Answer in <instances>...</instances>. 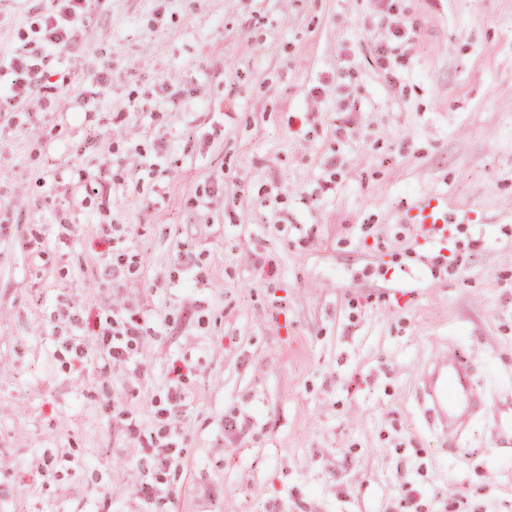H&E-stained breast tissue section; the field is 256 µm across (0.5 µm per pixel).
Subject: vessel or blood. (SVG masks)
<instances>
[{"mask_svg": "<svg viewBox=\"0 0 512 512\" xmlns=\"http://www.w3.org/2000/svg\"><path fill=\"white\" fill-rule=\"evenodd\" d=\"M400 221L418 226V245L423 251L451 250L453 230L447 196L429 194L418 198L403 209ZM420 393L426 416L443 437L451 440L487 405L486 396L472 383L471 368L446 353L425 364Z\"/></svg>", "mask_w": 512, "mask_h": 512, "instance_id": "1", "label": "vessel or blood"}]
</instances>
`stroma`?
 <instances>
[{
    "label": "stroma",
    "instance_id": "35a3bbf8",
    "mask_svg": "<svg viewBox=\"0 0 512 512\" xmlns=\"http://www.w3.org/2000/svg\"><path fill=\"white\" fill-rule=\"evenodd\" d=\"M51 7L0 0V54ZM45 70L0 117V512H512V0H93ZM432 193L459 263L399 221ZM121 309L145 337L110 368ZM442 349L488 398L452 448L419 399Z\"/></svg>",
    "mask_w": 512,
    "mask_h": 512
}]
</instances>
